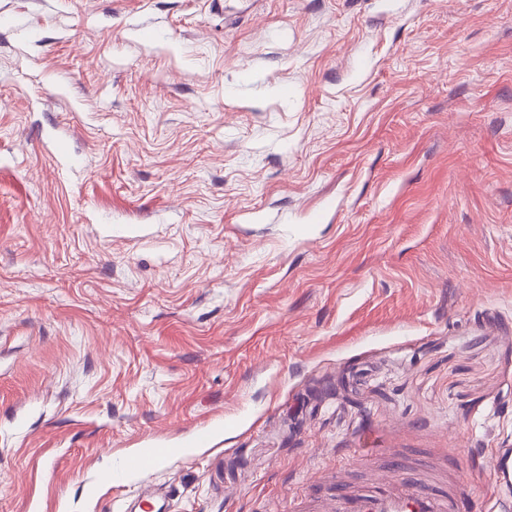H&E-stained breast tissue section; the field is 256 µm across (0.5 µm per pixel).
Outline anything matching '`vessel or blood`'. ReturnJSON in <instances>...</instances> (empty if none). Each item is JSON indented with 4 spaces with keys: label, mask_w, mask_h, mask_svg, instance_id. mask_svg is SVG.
Returning <instances> with one entry per match:
<instances>
[{
    "label": "vessel or blood",
    "mask_w": 512,
    "mask_h": 512,
    "mask_svg": "<svg viewBox=\"0 0 512 512\" xmlns=\"http://www.w3.org/2000/svg\"><path fill=\"white\" fill-rule=\"evenodd\" d=\"M165 456L164 449L127 459L113 481H120L124 472L148 473L154 470ZM326 492L312 496L303 505L305 512H471L472 504L456 487L442 492L432 467L417 462L403 475L388 477L383 483L369 490L353 486L341 469L328 470L324 477Z\"/></svg>",
    "instance_id": "obj_1"
}]
</instances>
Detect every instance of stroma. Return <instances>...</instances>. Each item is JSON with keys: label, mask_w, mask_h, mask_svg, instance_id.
<instances>
[{"label": "stroma", "mask_w": 512, "mask_h": 512, "mask_svg": "<svg viewBox=\"0 0 512 512\" xmlns=\"http://www.w3.org/2000/svg\"><path fill=\"white\" fill-rule=\"evenodd\" d=\"M368 448L506 495L512 0H0V512H296ZM165 448H155L149 454H142L127 459L121 467L112 475V481L121 482L124 471H138L140 473H149L154 470L165 456Z\"/></svg>", "instance_id": "35a3bbf8"}]
</instances>
